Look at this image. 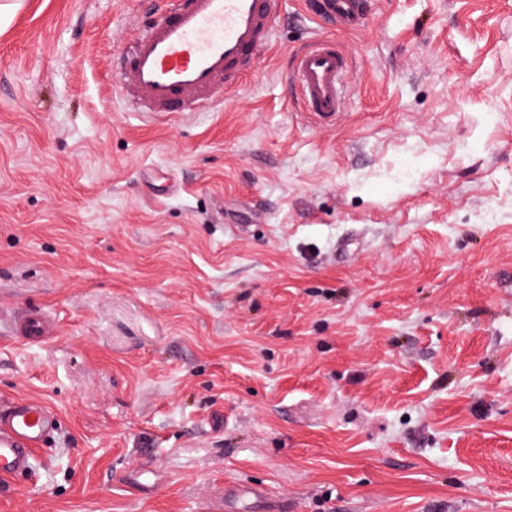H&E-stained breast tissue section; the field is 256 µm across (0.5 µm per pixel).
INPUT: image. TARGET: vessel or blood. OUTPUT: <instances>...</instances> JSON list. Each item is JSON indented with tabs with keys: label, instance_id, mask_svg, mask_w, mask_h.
<instances>
[{
	"label": "vessel or blood",
	"instance_id": "obj_1",
	"mask_svg": "<svg viewBox=\"0 0 512 512\" xmlns=\"http://www.w3.org/2000/svg\"><path fill=\"white\" fill-rule=\"evenodd\" d=\"M156 17L121 49L113 63L120 89L140 111L162 116L223 99L248 76L271 43L275 0H161ZM332 24L350 27L365 19L362 0H319ZM348 56L329 40L299 50L288 73L300 109L319 123L341 115ZM20 334L31 341L51 336L47 316L28 313ZM55 427L53 411L40 401L15 399L0 406V477L29 470L33 452Z\"/></svg>",
	"mask_w": 512,
	"mask_h": 512
}]
</instances>
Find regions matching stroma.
<instances>
[{"label": "stroma", "instance_id": "1", "mask_svg": "<svg viewBox=\"0 0 512 512\" xmlns=\"http://www.w3.org/2000/svg\"><path fill=\"white\" fill-rule=\"evenodd\" d=\"M367 6L278 0L254 74L153 120L112 75L149 0L0 26V399L57 415L0 512H512V0ZM320 38L332 126L288 86ZM322 15L340 27L359 25L365 20L362 0H318ZM349 71V57L334 41L317 40L299 50L288 81L298 90L301 111L321 124L334 123L344 109V81ZM20 336L31 341H42L52 335L48 317L40 312L28 313L20 322Z\"/></svg>", "mask_w": 512, "mask_h": 512}]
</instances>
